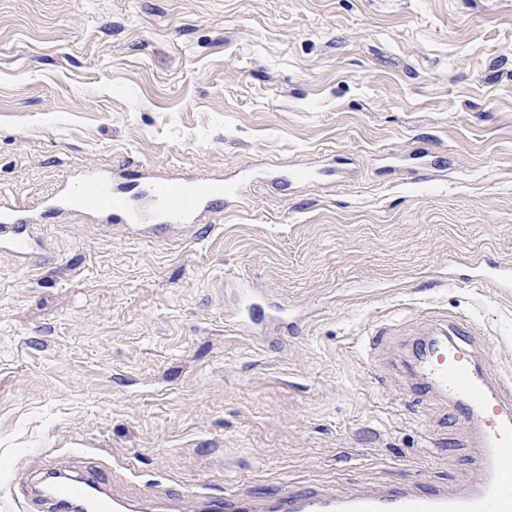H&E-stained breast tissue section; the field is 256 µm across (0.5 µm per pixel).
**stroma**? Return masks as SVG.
Masks as SVG:
<instances>
[{
  "label": "stroma",
  "mask_w": 512,
  "mask_h": 512,
  "mask_svg": "<svg viewBox=\"0 0 512 512\" xmlns=\"http://www.w3.org/2000/svg\"><path fill=\"white\" fill-rule=\"evenodd\" d=\"M423 149L445 180L386 169ZM331 154L348 181L262 185L174 238L69 218L44 224L36 272L0 250V512L50 456L133 494L458 491L472 431L411 392L418 323L475 320L512 379V294L446 268L512 265V0H0V192L18 202L93 166ZM229 277L316 313L249 340Z\"/></svg>",
  "instance_id": "stroma-1"
}]
</instances>
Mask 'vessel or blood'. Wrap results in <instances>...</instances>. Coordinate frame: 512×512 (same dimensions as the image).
Returning <instances> with one entry per match:
<instances>
[{
    "instance_id": "vessel-or-blood-1",
    "label": "vessel or blood",
    "mask_w": 512,
    "mask_h": 512,
    "mask_svg": "<svg viewBox=\"0 0 512 512\" xmlns=\"http://www.w3.org/2000/svg\"><path fill=\"white\" fill-rule=\"evenodd\" d=\"M347 171L305 159L270 164L250 162L228 178L191 172L174 176L146 168L141 187L128 194L110 170L92 167L67 179L34 206L0 196V250L20 259L21 269L41 267L50 249L38 230L47 215L78 216L105 227L186 231L212 223L216 214L249 205L257 182L309 187L340 182ZM470 278L501 291L512 290V267L482 258L469 263ZM235 327L258 340L264 331L291 321L293 305H268L261 289L242 278L228 282ZM467 321L451 319L432 329V341L419 352L418 391L447 396L456 417L475 427L479 476L460 493L416 484L392 486L376 494L341 495L322 489L283 486L259 498L245 487L217 494L209 488L188 493L152 492L139 497L108 495L103 471L88 468L70 475L47 462L39 482L27 486L23 512H70L73 503L92 499L91 512H512V388L486 377Z\"/></svg>"
}]
</instances>
